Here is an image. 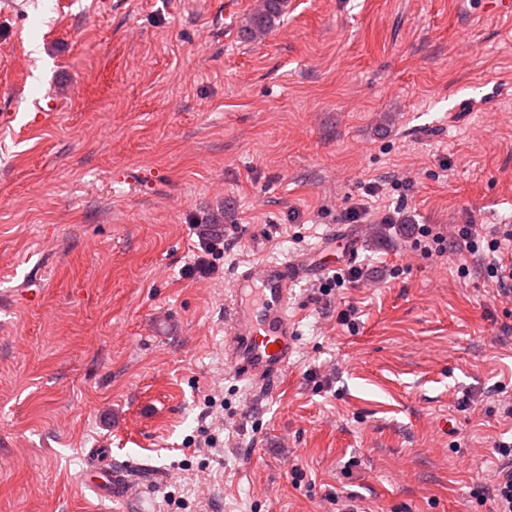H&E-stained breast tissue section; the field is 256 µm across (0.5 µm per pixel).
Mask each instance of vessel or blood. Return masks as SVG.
I'll list each match as a JSON object with an SVG mask.
<instances>
[{
	"mask_svg": "<svg viewBox=\"0 0 512 512\" xmlns=\"http://www.w3.org/2000/svg\"><path fill=\"white\" fill-rule=\"evenodd\" d=\"M348 238L347 231L334 229L313 250L249 262L235 273L224 298V359L251 391L268 393L281 382L296 349V288L332 270L336 245ZM105 454L91 449L83 481L109 500L125 495L130 483L105 464Z\"/></svg>",
	"mask_w": 512,
	"mask_h": 512,
	"instance_id": "b4317fda",
	"label": "vessel or blood"
}]
</instances>
